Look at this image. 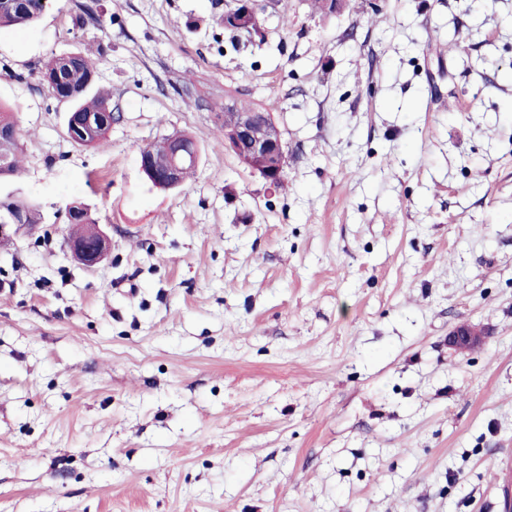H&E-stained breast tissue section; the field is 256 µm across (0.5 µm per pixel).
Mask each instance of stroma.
I'll list each match as a JSON object with an SVG mask.
<instances>
[{"label": "stroma", "mask_w": 512, "mask_h": 512, "mask_svg": "<svg viewBox=\"0 0 512 512\" xmlns=\"http://www.w3.org/2000/svg\"><path fill=\"white\" fill-rule=\"evenodd\" d=\"M51 0L0 30L42 223L0 243V512H505L512 461V0ZM99 50L103 144L37 71ZM267 108L288 179L217 149ZM201 157L155 187L140 149ZM87 207L110 249L66 246ZM468 324L480 348L458 353ZM234 6L224 11V15H235L240 16V19L236 20V23L240 25H246L253 37H261L263 35V31L261 29L258 14L260 11L264 9L265 4L259 3L262 1L258 0H232ZM256 33H255V32ZM252 37V38H253ZM68 246L73 256L87 267H93L100 263L108 251L107 239L98 230L84 239H68ZM484 342L485 337L481 332L476 331L471 326L465 324L457 326L450 335V343L460 353H464L478 347Z\"/></svg>", "instance_id": "obj_1"}]
</instances>
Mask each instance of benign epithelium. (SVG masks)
<instances>
[{"label":"benign epithelium","mask_w":512,"mask_h":512,"mask_svg":"<svg viewBox=\"0 0 512 512\" xmlns=\"http://www.w3.org/2000/svg\"><path fill=\"white\" fill-rule=\"evenodd\" d=\"M234 6L225 10L229 15L238 17L237 23L246 26L255 36L263 35L258 14L264 9L259 0H232ZM224 107L228 112L220 117L219 122L224 129V149L236 154L243 147H248L252 155L260 159L262 165L256 170L269 185L279 187L280 169L287 163V152L282 134L273 120H268L265 132L261 136L253 133V114L237 111L236 99L232 96L224 98ZM163 150L170 157V165L162 174H153L159 186L166 189H176L181 186L179 157L184 148L181 144L167 141ZM68 246L73 256L84 266L93 267L100 263L108 251L106 237L100 231H95L84 239H70ZM485 337L471 326L461 324L450 335V343L459 352L464 353L482 345Z\"/></svg>","instance_id":"obj_1"}]
</instances>
